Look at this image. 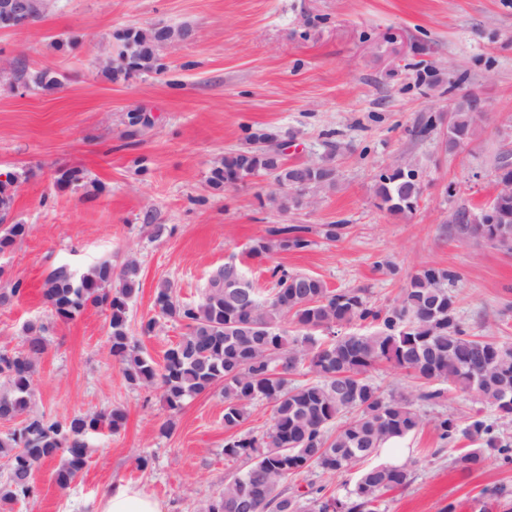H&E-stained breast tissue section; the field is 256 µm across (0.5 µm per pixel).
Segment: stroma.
Here are the masks:
<instances>
[{
    "label": "stroma",
    "instance_id": "1",
    "mask_svg": "<svg viewBox=\"0 0 512 512\" xmlns=\"http://www.w3.org/2000/svg\"><path fill=\"white\" fill-rule=\"evenodd\" d=\"M187 27L195 38L159 51L157 71L129 79L105 69L130 27ZM62 81L50 92L21 88L17 65ZM478 94L473 139L445 148L448 101ZM131 112L151 126L128 125ZM438 117L428 134L419 118ZM287 143L290 164L316 162L337 145L334 189L288 213L274 208L269 178L211 189L210 169L244 144L245 127ZM512 159V0H48L31 27L0 30V173L16 175L9 223L27 237L0 252V289L25 292L0 306V347H16L26 323L47 327L35 378V411L64 422L118 408V431L92 440L91 458L67 489L54 464L34 476L35 497L12 512H96L115 482L156 498L162 512H199L241 462L224 457V395L213 389L170 415L159 391L130 386L109 353L104 309L70 322L42 298L46 276L65 266L83 274L103 260L141 267L128 307L131 329L155 315L154 291L171 281L199 301L210 274L235 261L255 287L272 286L282 265L321 278L333 290L361 289L394 303L406 280L430 266L459 279L451 290L474 332L512 342V253L452 230L461 207L479 208L498 191L502 158ZM416 164L415 211L380 209L376 176L399 161ZM76 170V182L61 181ZM165 225L161 237L151 227ZM271 224L309 227V248L253 254ZM326 224H341L337 241ZM474 404L458 393L417 405L424 422L401 442L413 480L385 497L386 512H512V465L488 457L455 467L438 453L435 422L466 427ZM174 418L170 435L159 432ZM147 468H138V457ZM508 496L495 497L498 487Z\"/></svg>",
    "mask_w": 512,
    "mask_h": 512
}]
</instances>
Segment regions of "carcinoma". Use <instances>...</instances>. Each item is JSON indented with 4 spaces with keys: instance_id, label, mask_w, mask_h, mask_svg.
Here are the masks:
<instances>
[{
    "instance_id": "carcinoma-1",
    "label": "carcinoma",
    "mask_w": 512,
    "mask_h": 512,
    "mask_svg": "<svg viewBox=\"0 0 512 512\" xmlns=\"http://www.w3.org/2000/svg\"><path fill=\"white\" fill-rule=\"evenodd\" d=\"M166 41L164 30H125L112 69L116 73L150 70L157 50ZM26 87L54 90L61 80L49 70L17 69ZM481 100L468 95L453 102L448 126V149L461 147L475 131ZM272 139L262 129H248L247 146L224 154L211 170L216 188L233 187L248 176L264 175L277 191L273 201L282 211L301 204L305 191L332 187L336 169L323 163L289 165L276 152L258 143ZM15 180L0 181V223L12 208L6 192ZM376 196L390 212L416 210L420 197L412 165L387 169L378 176ZM492 209L504 224H475L470 209L457 211V230L512 252V193L501 191ZM309 229L295 224H271L252 251H301L311 245ZM25 224H6L0 251L23 240ZM140 265L126 260L119 274L104 260L77 277L61 266L46 277L42 289L52 315L71 321L87 308L109 311L108 343L113 359L134 387L161 391L170 416L188 400L220 386L224 390V458L246 467L202 507V512H381L383 496L409 485L407 465L378 464L357 471L342 496L327 494L326 486L309 482V489L290 492L285 483L302 474L334 477L353 470L390 441L415 432L422 419L404 393L383 395L370 372L388 364L426 384L419 399L440 401L445 391H458L493 408L505 424L512 422V343L470 334L460 321L456 298L448 285L459 275L430 266L412 276L390 306L370 304L359 290L333 291L315 276L278 266L271 271L274 288L262 293L252 282L241 285L234 267L224 264L208 280L201 300L184 303L174 285L160 282L155 289L157 316L140 323L141 336L154 333L158 319L186 328L165 353L163 363L145 355L127 318L129 301L140 285ZM119 279L112 287L113 278ZM369 323L368 333L340 334L337 329ZM46 326L29 322L19 347L0 349V420L22 419L21 426L0 436V458L9 474L0 485V506L34 495L33 474L60 456L55 471L61 489L87 466L90 441L103 427L117 430L125 414L120 409L79 414L61 423L32 410L37 365L47 350ZM308 380L297 382L295 378ZM259 402L271 404L269 428L260 436L241 427ZM436 430L444 446L459 436L476 443L461 448L452 463L476 469L494 454L512 462V440L495 433L480 415L464 430L444 416Z\"/></svg>"
}]
</instances>
